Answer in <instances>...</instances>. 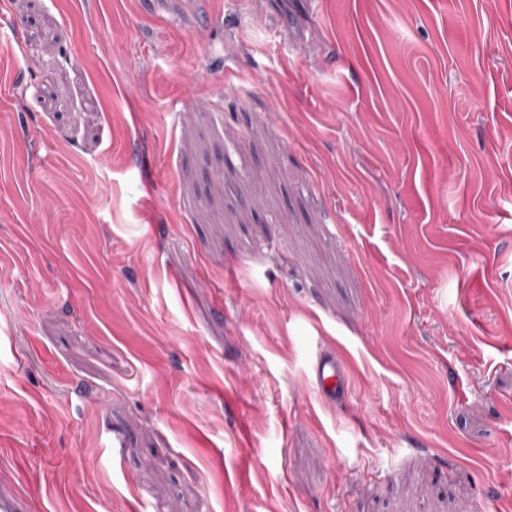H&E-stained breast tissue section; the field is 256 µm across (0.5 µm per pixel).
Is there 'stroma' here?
<instances>
[{
  "instance_id": "1",
  "label": "stroma",
  "mask_w": 512,
  "mask_h": 512,
  "mask_svg": "<svg viewBox=\"0 0 512 512\" xmlns=\"http://www.w3.org/2000/svg\"><path fill=\"white\" fill-rule=\"evenodd\" d=\"M1 497L512 512V0H0ZM313 375L320 396L333 400L344 394L345 373L335 356L320 354L313 364Z\"/></svg>"
}]
</instances>
